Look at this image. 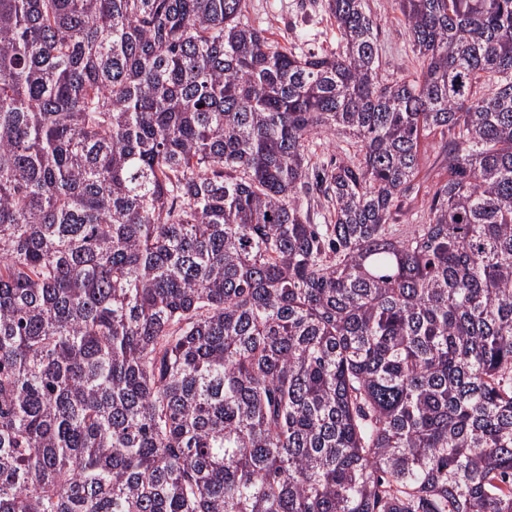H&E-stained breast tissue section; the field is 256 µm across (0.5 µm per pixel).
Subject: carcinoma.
I'll return each mask as SVG.
<instances>
[{"label":"carcinoma","instance_id":"cac0c4a2","mask_svg":"<svg viewBox=\"0 0 512 512\" xmlns=\"http://www.w3.org/2000/svg\"><path fill=\"white\" fill-rule=\"evenodd\" d=\"M397 4L0 0V512H512V0ZM249 22L272 41L302 55L336 51L339 33L325 0H250ZM373 19L378 26L381 73L399 78L419 69V60L403 34L402 16L394 0H368ZM311 163H329L330 160H348L353 157L356 148L343 139L331 136L315 137L309 145ZM439 139L433 136L424 139L421 144V167L424 179L420 181V191L416 200L411 202V205H404L402 212H400L394 221V224H421V220L426 212L427 197H424L426 186L432 181L438 179V174L442 172L441 156L439 148ZM425 199V200H424Z\"/></svg>","mask_w":512,"mask_h":512}]
</instances>
